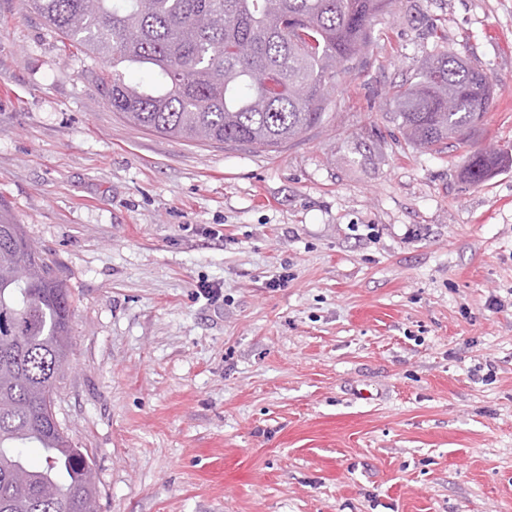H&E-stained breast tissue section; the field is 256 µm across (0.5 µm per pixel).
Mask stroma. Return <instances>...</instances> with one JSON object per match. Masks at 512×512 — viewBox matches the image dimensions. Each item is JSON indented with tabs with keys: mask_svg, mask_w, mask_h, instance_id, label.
<instances>
[{
	"mask_svg": "<svg viewBox=\"0 0 512 512\" xmlns=\"http://www.w3.org/2000/svg\"><path fill=\"white\" fill-rule=\"evenodd\" d=\"M440 36L495 96L425 149L391 98ZM373 37L263 153L122 120L0 0V198L71 292L55 412L98 512H512V165L460 175L512 152V0H401ZM511 164L512 157L507 151H494L490 154L473 152L464 169V178L473 183L489 179L504 164Z\"/></svg>",
	"mask_w": 512,
	"mask_h": 512,
	"instance_id": "1",
	"label": "stroma"
}]
</instances>
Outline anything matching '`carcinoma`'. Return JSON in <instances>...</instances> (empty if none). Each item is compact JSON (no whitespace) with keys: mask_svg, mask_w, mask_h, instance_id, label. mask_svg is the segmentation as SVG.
Returning a JSON list of instances; mask_svg holds the SVG:
<instances>
[{"mask_svg":"<svg viewBox=\"0 0 512 512\" xmlns=\"http://www.w3.org/2000/svg\"><path fill=\"white\" fill-rule=\"evenodd\" d=\"M31 0L64 50L102 62V96L125 121L174 139L273 151L322 122L339 81L373 45V20L396 0ZM147 66V86L126 70ZM492 79L436 46L393 97L403 134L431 148L476 131ZM512 156L473 152L464 178L489 179ZM71 294L31 249L0 198V512H96L88 451L56 420L54 401L72 351ZM45 452L40 469L22 448ZM16 469L29 481L13 479Z\"/></svg>","mask_w":512,"mask_h":512,"instance_id":"carcinoma-1","label":"carcinoma"}]
</instances>
